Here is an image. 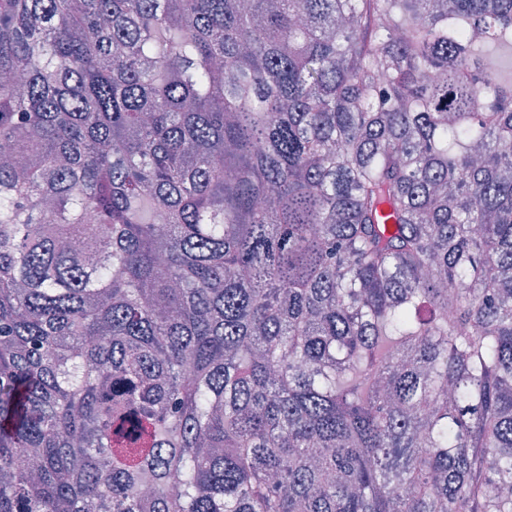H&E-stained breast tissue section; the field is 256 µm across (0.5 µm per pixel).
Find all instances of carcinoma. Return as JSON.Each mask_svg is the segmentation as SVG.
<instances>
[{
    "instance_id": "carcinoma-1",
    "label": "carcinoma",
    "mask_w": 512,
    "mask_h": 512,
    "mask_svg": "<svg viewBox=\"0 0 512 512\" xmlns=\"http://www.w3.org/2000/svg\"><path fill=\"white\" fill-rule=\"evenodd\" d=\"M502 47L512 0H0V512H512Z\"/></svg>"
}]
</instances>
